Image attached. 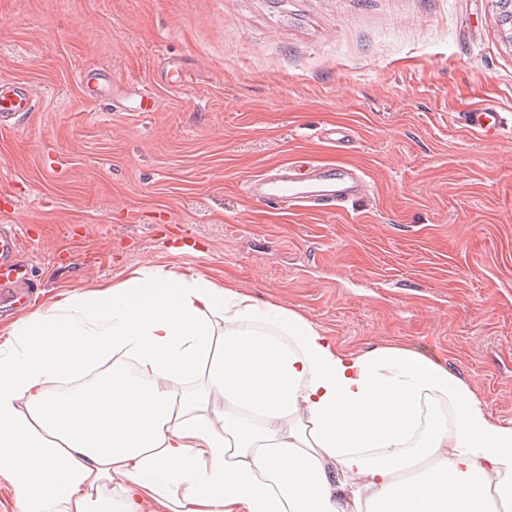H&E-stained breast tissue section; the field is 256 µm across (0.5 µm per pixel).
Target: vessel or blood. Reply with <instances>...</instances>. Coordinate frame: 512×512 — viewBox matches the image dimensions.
<instances>
[{
  "mask_svg": "<svg viewBox=\"0 0 512 512\" xmlns=\"http://www.w3.org/2000/svg\"><path fill=\"white\" fill-rule=\"evenodd\" d=\"M31 89L22 81L0 82V123L31 109ZM368 183L354 167L315 166L307 173L288 170L261 176L247 185L248 194L267 207L286 213L328 212L366 194ZM24 233L16 226H0V306L27 303L26 273L18 259Z\"/></svg>",
  "mask_w": 512,
  "mask_h": 512,
  "instance_id": "b4317fda",
  "label": "vessel or blood"
}]
</instances>
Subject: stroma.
I'll return each mask as SVG.
<instances>
[{"label": "stroma", "instance_id": "1", "mask_svg": "<svg viewBox=\"0 0 512 512\" xmlns=\"http://www.w3.org/2000/svg\"><path fill=\"white\" fill-rule=\"evenodd\" d=\"M92 68L111 75L94 98ZM0 79L33 90L0 127V225L27 227L37 304L144 265L201 270L346 350L416 345L512 420V46L494 0H0ZM485 104L489 135L461 127ZM297 161L353 166L370 190L315 214L248 198Z\"/></svg>", "mask_w": 512, "mask_h": 512}]
</instances>
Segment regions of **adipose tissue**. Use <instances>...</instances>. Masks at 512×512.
<instances>
[{
  "label": "adipose tissue",
  "instance_id": "1",
  "mask_svg": "<svg viewBox=\"0 0 512 512\" xmlns=\"http://www.w3.org/2000/svg\"><path fill=\"white\" fill-rule=\"evenodd\" d=\"M0 475L20 512H512V420L411 344L145 265L0 337Z\"/></svg>",
  "mask_w": 512,
  "mask_h": 512
}]
</instances>
